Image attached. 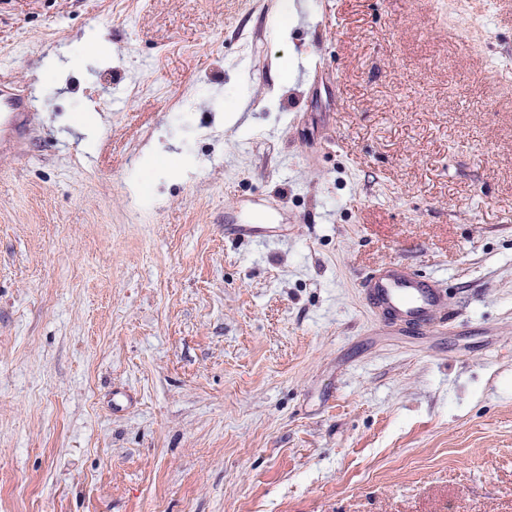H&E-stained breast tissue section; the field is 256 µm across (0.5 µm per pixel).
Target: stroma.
Returning <instances> with one entry per match:
<instances>
[{
	"instance_id": "35a3bbf8",
	"label": "stroma",
	"mask_w": 512,
	"mask_h": 512,
	"mask_svg": "<svg viewBox=\"0 0 512 512\" xmlns=\"http://www.w3.org/2000/svg\"><path fill=\"white\" fill-rule=\"evenodd\" d=\"M1 85L0 512H512V0H0ZM32 109V99L28 96L20 95H5L3 90H0V112L1 118L3 116V126L5 130L0 136L1 150L6 147L5 138H25L28 132L29 116ZM7 117L6 122L4 117ZM369 306L389 324L430 326L447 295L433 280L418 277L404 264H386L363 282Z\"/></svg>"
}]
</instances>
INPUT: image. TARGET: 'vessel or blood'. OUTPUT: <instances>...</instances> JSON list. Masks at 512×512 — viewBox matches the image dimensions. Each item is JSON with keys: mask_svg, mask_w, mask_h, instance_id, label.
Segmentation results:
<instances>
[{"mask_svg": "<svg viewBox=\"0 0 512 512\" xmlns=\"http://www.w3.org/2000/svg\"><path fill=\"white\" fill-rule=\"evenodd\" d=\"M31 109V97L0 92V115L6 118L0 127V148L6 138L26 136ZM363 288L369 306L391 324L432 325L447 302L446 293L433 280L418 277L403 264L379 267L365 278Z\"/></svg>", "mask_w": 512, "mask_h": 512, "instance_id": "1", "label": "vessel or blood"}]
</instances>
